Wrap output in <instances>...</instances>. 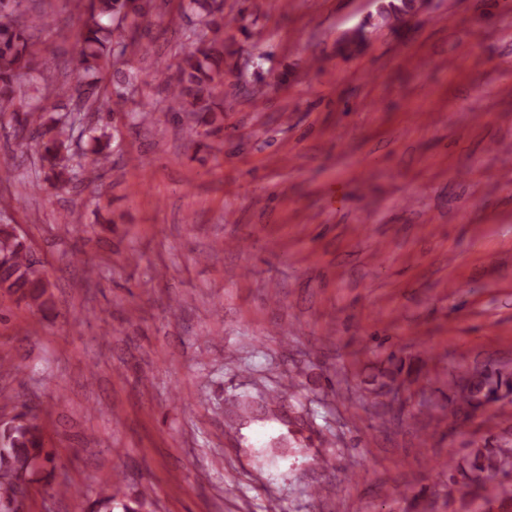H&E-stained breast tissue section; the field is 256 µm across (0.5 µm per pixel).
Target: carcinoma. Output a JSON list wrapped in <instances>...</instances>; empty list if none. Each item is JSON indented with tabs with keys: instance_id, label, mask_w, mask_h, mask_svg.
<instances>
[{
	"instance_id": "1",
	"label": "carcinoma",
	"mask_w": 512,
	"mask_h": 512,
	"mask_svg": "<svg viewBox=\"0 0 512 512\" xmlns=\"http://www.w3.org/2000/svg\"><path fill=\"white\" fill-rule=\"evenodd\" d=\"M29 0H0V120L15 137L31 140L40 167L51 188L59 191L77 183L94 184L111 155L109 124L89 125L74 114L103 112L112 98L124 99L134 89L133 58L144 55L143 39L150 36L155 0H67L80 22V39L68 66L74 80L61 85L44 83L25 97L24 78L36 70L40 48L31 40ZM416 8V0H388L379 7L385 20L398 21ZM183 14L191 26L193 49L177 61L167 79V109L186 112L206 127L224 115V103L213 97L224 83V34L244 30L239 19H224V0H187ZM61 103L47 107L43 101ZM86 140L93 155L87 165L70 162V144ZM0 289L16 302L42 310L48 304V283L34 268V256L25 242L0 219ZM456 396L470 408L512 394V377L501 373L466 372L454 382ZM294 451L291 442L276 439L258 458L270 462ZM51 461L48 442L40 425L20 417L0 426V512H17L18 485L44 463ZM448 488L463 483L470 503L486 502L505 488L501 477L512 472V448H474L462 459H449Z\"/></svg>"
}]
</instances>
